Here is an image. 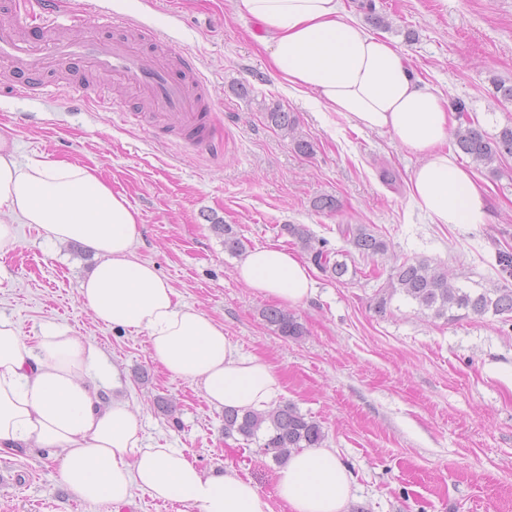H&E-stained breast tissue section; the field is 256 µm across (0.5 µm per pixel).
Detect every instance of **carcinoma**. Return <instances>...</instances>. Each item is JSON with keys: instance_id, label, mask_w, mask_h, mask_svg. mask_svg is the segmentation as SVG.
I'll return each instance as SVG.
<instances>
[{"instance_id": "cac0c4a2", "label": "carcinoma", "mask_w": 512, "mask_h": 512, "mask_svg": "<svg viewBox=\"0 0 512 512\" xmlns=\"http://www.w3.org/2000/svg\"><path fill=\"white\" fill-rule=\"evenodd\" d=\"M455 109L465 116L454 131L458 148L479 165L491 166L501 156L512 155V126L504 127L490 137L475 121L467 116L466 104L459 100ZM268 121L291 134L295 118L286 112L267 113ZM215 233L224 237V249L239 253L244 245L229 224H214ZM285 230L296 238L303 248L312 252L311 260L323 270L341 281L349 274L345 261H331L327 252V241H319V247L312 245L309 230L301 224H287ZM341 237L361 256L373 258L388 251L387 243L365 224H342L338 226ZM401 295L416 303L419 310L428 311L435 318L453 320L458 318L457 310H465L477 316L512 314V288L492 286L481 290L453 287L448 283V272L431 267L424 260L402 262L393 269L386 289L376 298L377 311L383 313L389 301ZM266 322L283 337L297 338L303 334L301 324L294 316L278 308L264 310ZM266 431L263 448L272 452L275 459L282 460L292 451L300 448H317L323 445L325 433L319 422L303 414L291 403H284L271 410L241 413L234 409L224 410V435L237 434L245 440L257 437Z\"/></svg>"}]
</instances>
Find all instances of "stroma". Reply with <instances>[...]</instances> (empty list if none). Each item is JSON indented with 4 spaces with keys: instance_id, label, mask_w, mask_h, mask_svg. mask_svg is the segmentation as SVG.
<instances>
[{
    "instance_id": "obj_1",
    "label": "stroma",
    "mask_w": 512,
    "mask_h": 512,
    "mask_svg": "<svg viewBox=\"0 0 512 512\" xmlns=\"http://www.w3.org/2000/svg\"><path fill=\"white\" fill-rule=\"evenodd\" d=\"M133 16L161 40L191 53L214 92L213 156L160 139L148 109L123 86L103 103L84 99L83 73L57 64L46 96L0 94V135L20 161L64 160L97 168L139 212L135 254L155 263L181 301L195 305L237 344L276 372L279 402L317 420L326 446L353 475L349 512H512V321L469 315L449 322L393 297H375L395 265L425 260L450 284L485 288L507 282L496 263L512 251V157L473 172L485 186V224H434L409 198L416 159L390 135L362 132L341 115L318 111L278 85L259 32L228 0H60ZM372 33L403 50L413 76L464 101L488 135L512 125V0H344ZM137 109V120L119 115ZM281 110L296 120L287 136L267 120ZM311 144L301 153L296 139ZM332 197L334 211L317 199ZM232 225L252 249L301 245L288 224L305 225L333 251L347 249L342 224H367L386 254L357 260L339 282L313 269L317 288L291 313L297 338L278 335L262 313L271 299L235 277L238 255L225 250L212 222ZM0 253V315L33 342L43 322L69 326L119 372L117 395L135 408L153 445L183 449L204 471L232 470L253 480L274 512H289L276 492L278 464L258 441L224 435V413L198 386L150 356L146 334L95 320L78 285L95 264L77 242L48 244L31 226ZM56 449L0 451V512H198L135 492L131 502L91 503L60 481Z\"/></svg>"
}]
</instances>
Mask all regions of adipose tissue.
<instances>
[{
	"mask_svg": "<svg viewBox=\"0 0 512 512\" xmlns=\"http://www.w3.org/2000/svg\"><path fill=\"white\" fill-rule=\"evenodd\" d=\"M264 27L269 67L293 95L390 134L416 164L408 191L434 224H483L484 191L447 144L457 120L447 99L414 78L400 48L367 31L342 0H231ZM30 224L54 243H82L97 263L79 300L108 326L146 333L152 358L195 383L215 408L264 410L281 392L273 369L240 353L223 325L180 301L154 263L138 259L139 216L97 169L59 160L20 162L0 136V251ZM236 278L296 306L315 293L309 268L286 248L257 247ZM102 352L68 326L42 324L34 344L0 317V449L62 451L60 480L88 502L121 503L135 491L199 512H273L251 479L200 470L177 448L148 444L127 400L104 399ZM290 512H347L353 498L336 449L292 452L276 471Z\"/></svg>",
	"mask_w": 512,
	"mask_h": 512,
	"instance_id": "1",
	"label": "adipose tissue"
}]
</instances>
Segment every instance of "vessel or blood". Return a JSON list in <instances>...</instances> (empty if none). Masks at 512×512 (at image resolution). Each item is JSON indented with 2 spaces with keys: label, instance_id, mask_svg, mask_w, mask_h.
Returning <instances> with one entry per match:
<instances>
[{
  "label": "vessel or blood",
  "instance_id": "vessel-or-blood-1",
  "mask_svg": "<svg viewBox=\"0 0 512 512\" xmlns=\"http://www.w3.org/2000/svg\"><path fill=\"white\" fill-rule=\"evenodd\" d=\"M24 21L41 32L73 27L75 15L66 14L57 0H26ZM109 35L92 30L59 41L38 37H18L12 29H0V67L20 74L16 92L33 96L44 92V76L53 60L64 58L115 83L134 89L155 109V125L160 134L183 133L196 149L213 152L217 144L207 133L212 92L198 76L194 57L185 52L159 53L152 64H145L143 51L130 36V19L111 13L106 17Z\"/></svg>",
  "mask_w": 512,
  "mask_h": 512
}]
</instances>
